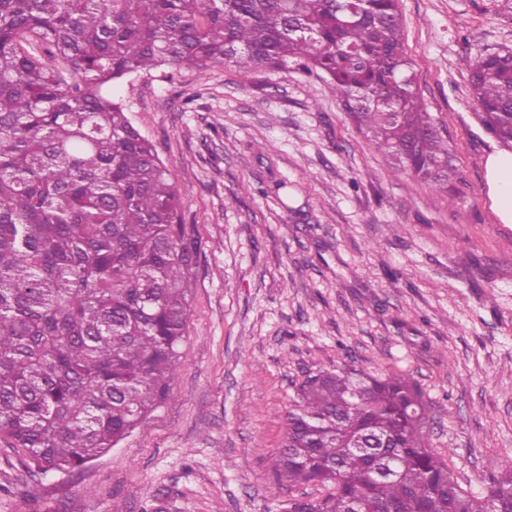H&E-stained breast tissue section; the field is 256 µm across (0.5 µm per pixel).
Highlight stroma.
<instances>
[{"label": "stroma", "mask_w": 512, "mask_h": 512, "mask_svg": "<svg viewBox=\"0 0 512 512\" xmlns=\"http://www.w3.org/2000/svg\"><path fill=\"white\" fill-rule=\"evenodd\" d=\"M416 90L454 155L451 194L368 148L317 75L233 66L114 83L201 242L170 398L81 469L0 441V512H283L295 389L346 362L413 378L426 443L480 494L512 466V224L469 63L512 51V0H400ZM283 189H276V182ZM485 171L492 210L501 223L512 224V151H491Z\"/></svg>", "instance_id": "stroma-1"}]
</instances>
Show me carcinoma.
Segmentation results:
<instances>
[{
    "label": "carcinoma",
    "mask_w": 512,
    "mask_h": 512,
    "mask_svg": "<svg viewBox=\"0 0 512 512\" xmlns=\"http://www.w3.org/2000/svg\"><path fill=\"white\" fill-rule=\"evenodd\" d=\"M292 63L366 144L448 192V145L414 90L398 0H0V439L39 471L98 459L164 403L199 245L172 173L112 85ZM478 118L512 150V53L470 66ZM274 461L318 485L286 512H512L427 448L416 382L351 365L297 389Z\"/></svg>",
    "instance_id": "carcinoma-1"
}]
</instances>
